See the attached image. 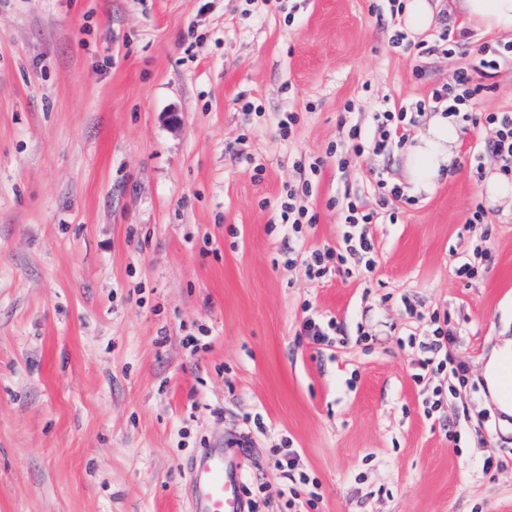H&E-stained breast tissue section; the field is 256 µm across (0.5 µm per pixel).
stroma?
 Here are the masks:
<instances>
[{"mask_svg":"<svg viewBox=\"0 0 512 512\" xmlns=\"http://www.w3.org/2000/svg\"><path fill=\"white\" fill-rule=\"evenodd\" d=\"M406 2L0 0V512H189L188 462L241 439L258 512H289L285 436L319 484L310 512H512V434L481 387L512 334V200L486 193V132L459 122L433 192L374 225L367 276L310 281L272 229L301 158L323 161L308 249L338 246L344 192L375 205L379 174L409 191L400 141L339 171L343 124L460 69L477 111L512 110V66L478 67L512 32L470 30L450 57L446 22L420 55L395 39ZM478 204L490 257L466 280ZM407 299L466 328L470 385L436 421ZM308 302L344 345L304 335Z\"/></svg>","mask_w":512,"mask_h":512,"instance_id":"stroma-1","label":"stroma"}]
</instances>
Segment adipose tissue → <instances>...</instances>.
<instances>
[{
  "mask_svg": "<svg viewBox=\"0 0 512 512\" xmlns=\"http://www.w3.org/2000/svg\"><path fill=\"white\" fill-rule=\"evenodd\" d=\"M466 23L487 31H512V0H453ZM458 137L451 117L438 114L406 149L411 192L430 191L448 165L450 146ZM491 400L503 416V431L512 430V336L501 337L482 369Z\"/></svg>",
  "mask_w": 512,
  "mask_h": 512,
  "instance_id": "adipose-tissue-1",
  "label": "adipose tissue"
}]
</instances>
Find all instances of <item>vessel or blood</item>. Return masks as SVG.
I'll return each instance as SVG.
<instances>
[{
  "mask_svg": "<svg viewBox=\"0 0 512 512\" xmlns=\"http://www.w3.org/2000/svg\"><path fill=\"white\" fill-rule=\"evenodd\" d=\"M244 471L243 453L219 445L200 449L187 469L190 512H248L241 492Z\"/></svg>",
  "mask_w": 512,
  "mask_h": 512,
  "instance_id": "1",
  "label": "vessel or blood"
}]
</instances>
